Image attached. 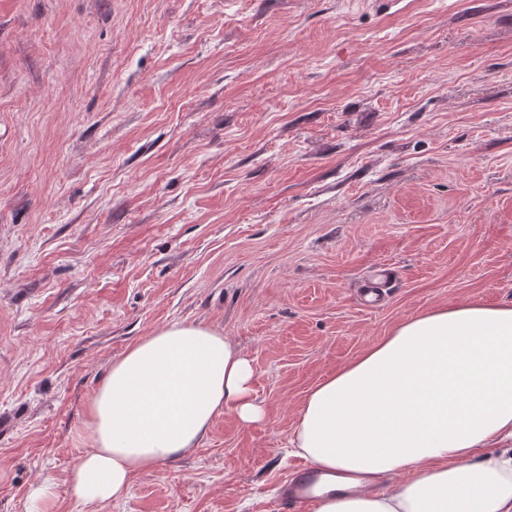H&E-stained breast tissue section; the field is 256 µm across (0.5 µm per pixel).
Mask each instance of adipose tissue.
<instances>
[{"instance_id":"ef3b65f1","label":"adipose tissue","mask_w":512,"mask_h":512,"mask_svg":"<svg viewBox=\"0 0 512 512\" xmlns=\"http://www.w3.org/2000/svg\"><path fill=\"white\" fill-rule=\"evenodd\" d=\"M251 360L223 332L172 324L114 361L69 474L87 504L198 448L231 411L265 417ZM293 455L321 473L315 512H512V302L405 319L305 395Z\"/></svg>"}]
</instances>
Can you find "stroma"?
<instances>
[{
  "label": "stroma",
  "mask_w": 512,
  "mask_h": 512,
  "mask_svg": "<svg viewBox=\"0 0 512 512\" xmlns=\"http://www.w3.org/2000/svg\"><path fill=\"white\" fill-rule=\"evenodd\" d=\"M472 300H512V0H0V512H271L306 392ZM175 323L264 420L76 502L92 393ZM55 496L52 483L45 482L34 487L28 497L32 509L30 512H49Z\"/></svg>",
  "instance_id": "35a3bbf8"
}]
</instances>
